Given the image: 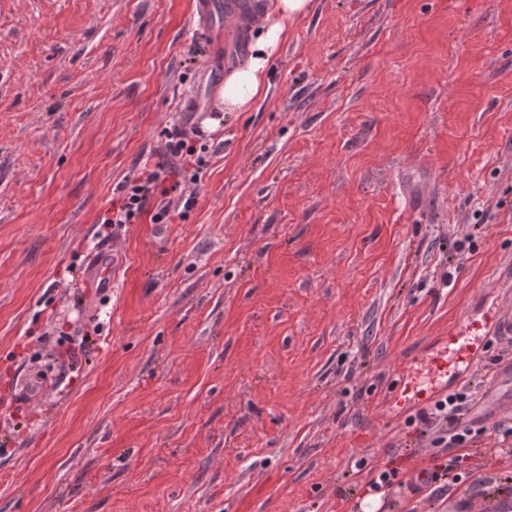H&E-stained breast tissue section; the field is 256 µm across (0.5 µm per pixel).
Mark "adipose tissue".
<instances>
[{
	"label": "adipose tissue",
	"mask_w": 512,
	"mask_h": 512,
	"mask_svg": "<svg viewBox=\"0 0 512 512\" xmlns=\"http://www.w3.org/2000/svg\"><path fill=\"white\" fill-rule=\"evenodd\" d=\"M311 7L312 0H271L252 39L247 60L230 73L218 92L225 111H246L264 95L270 60L288 36L289 22L307 14Z\"/></svg>",
	"instance_id": "1"
}]
</instances>
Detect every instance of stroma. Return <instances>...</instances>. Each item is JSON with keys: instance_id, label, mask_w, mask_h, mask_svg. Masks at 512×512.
I'll return each instance as SVG.
<instances>
[{"instance_id": "obj_1", "label": "stroma", "mask_w": 512, "mask_h": 512, "mask_svg": "<svg viewBox=\"0 0 512 512\" xmlns=\"http://www.w3.org/2000/svg\"><path fill=\"white\" fill-rule=\"evenodd\" d=\"M195 2L0 0V512L512 504V411L483 403L512 336L450 385L468 447L388 407L466 312L512 308V0H313L263 97L191 114ZM174 127L208 146L194 205L101 240ZM33 369L56 382L19 401ZM438 463L457 481L413 489Z\"/></svg>"}]
</instances>
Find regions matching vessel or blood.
Instances as JSON below:
<instances>
[{
    "instance_id": "1",
    "label": "vessel or blood",
    "mask_w": 512,
    "mask_h": 512,
    "mask_svg": "<svg viewBox=\"0 0 512 512\" xmlns=\"http://www.w3.org/2000/svg\"><path fill=\"white\" fill-rule=\"evenodd\" d=\"M196 14L209 27L221 16H250V0H197ZM511 335V311L496 306L477 316H464L429 353L405 365L389 397L392 412L399 414L424 406L446 393L449 382L477 366L494 337Z\"/></svg>"
}]
</instances>
